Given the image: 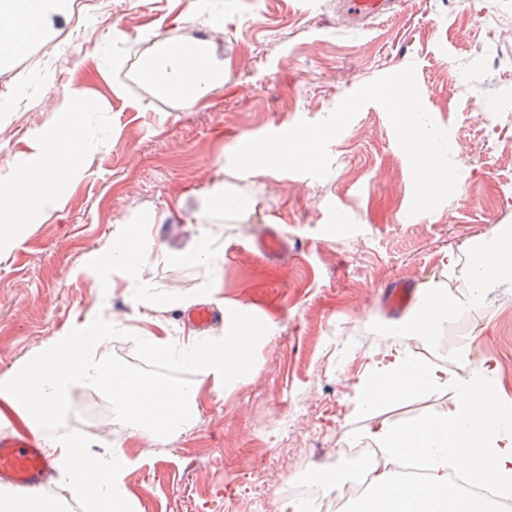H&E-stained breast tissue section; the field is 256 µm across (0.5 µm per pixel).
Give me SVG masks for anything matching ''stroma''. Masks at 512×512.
<instances>
[{"instance_id": "35a3bbf8", "label": "stroma", "mask_w": 512, "mask_h": 512, "mask_svg": "<svg viewBox=\"0 0 512 512\" xmlns=\"http://www.w3.org/2000/svg\"><path fill=\"white\" fill-rule=\"evenodd\" d=\"M509 12L512 0H394L355 24L340 0H112L74 52L56 41L72 18H51L52 66L28 67L35 45L0 64V176L30 162L37 135L64 124L84 143L87 170L68 179L50 215L0 238V378L90 313L114 329L99 357L139 369L151 356L142 334L162 325L188 336L177 299L214 279L218 298L272 325L273 339L253 349V373L223 394L202 390L196 425L150 448L122 425L94 429L80 414L84 400L109 401L107 392L72 391L67 432L91 452L120 448L136 459L126 484L137 512H281L285 485L347 437L369 448L365 431L378 421L446 411L439 390L346 412L370 354L390 346L421 349L465 376L472 367L455 350L469 345L512 397V288L457 317L433 349L388 335L383 297L399 279L418 291H463L464 266L445 271L443 255L512 224V29L484 21ZM195 41L224 62V87L207 103L158 95L141 80L148 49ZM410 65L459 169L460 191L434 211L410 215V163L375 102L331 141L324 178L232 171L239 142L322 120L359 87ZM73 88L92 103L91 118L60 111ZM218 182L247 204L201 216V197ZM131 224L150 225L155 245L176 252L209 235L223 259L214 267L145 256L140 274L168 304L134 309L130 274L100 263ZM272 230L283 247L268 258L257 244Z\"/></svg>"}]
</instances>
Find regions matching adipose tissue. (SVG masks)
Masks as SVG:
<instances>
[{
    "mask_svg": "<svg viewBox=\"0 0 512 512\" xmlns=\"http://www.w3.org/2000/svg\"><path fill=\"white\" fill-rule=\"evenodd\" d=\"M69 0H0V60L17 56L40 42L48 16L66 15ZM187 59L181 44L154 47L147 55V80L158 94L195 105L208 101L224 86V66L195 45ZM30 167L0 180V232L39 221L54 209L66 178L84 167V156L72 126L44 131L32 144ZM151 240L146 225H138L110 242L105 265L138 273ZM468 255L465 289L422 291L391 332L416 337L435 346L449 322L485 305L488 296L512 282V225L494 227L462 253H446L448 269ZM224 331L207 340L172 345L163 335L145 338L153 355L179 367L193 369L195 381L168 384L147 381L113 368L97 356L111 328L96 315L64 326L39 355L17 374L0 379V409L20 414L36 426L45 444L60 450L61 463L72 490L105 503L106 512H135L124 476L134 461L115 449L91 453L81 437L62 434L70 392L84 387L112 395V419L146 442L190 428L199 412L203 387L220 393L246 379L252 369L250 353L259 338H272L271 328L259 325L251 309L224 303ZM355 406L371 410L431 390L446 388L452 395L448 410L408 427L381 421L366 434L393 457L414 459L424 471L421 486H412L400 473L383 471L373 489L357 501L353 512H491L485 499L466 493L451 481L458 468L470 483H494L512 493V401L504 397L495 365L482 363L470 376L449 375L441 363L414 356L405 348H389L373 356L367 371L354 384Z\"/></svg>",
    "mask_w": 512,
    "mask_h": 512,
    "instance_id": "adipose-tissue-1",
    "label": "adipose tissue"
}]
</instances>
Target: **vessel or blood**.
Segmentation results:
<instances>
[{
  "mask_svg": "<svg viewBox=\"0 0 512 512\" xmlns=\"http://www.w3.org/2000/svg\"><path fill=\"white\" fill-rule=\"evenodd\" d=\"M388 0H346V10L354 21L382 14ZM54 460L35 438L30 436L0 437V484L25 493L45 485Z\"/></svg>",
  "mask_w": 512,
  "mask_h": 512,
  "instance_id": "obj_1",
  "label": "vessel or blood"
}]
</instances>
